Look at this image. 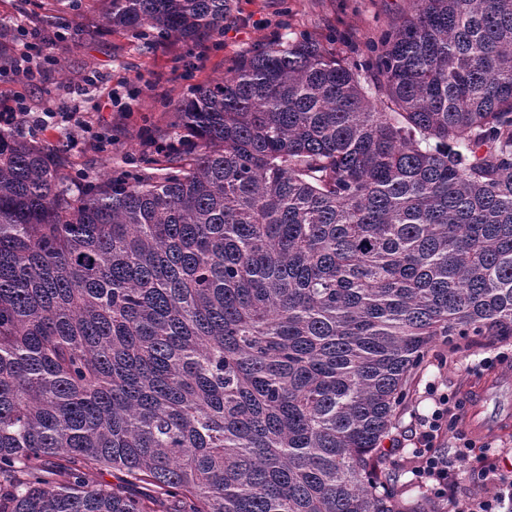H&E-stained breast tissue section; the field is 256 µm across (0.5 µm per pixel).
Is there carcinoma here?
I'll use <instances>...</instances> for the list:
<instances>
[{"label": "carcinoma", "mask_w": 512, "mask_h": 512, "mask_svg": "<svg viewBox=\"0 0 512 512\" xmlns=\"http://www.w3.org/2000/svg\"><path fill=\"white\" fill-rule=\"evenodd\" d=\"M95 2L149 48L230 12ZM367 50L239 58L190 154L77 195L65 141L0 129V512H447L383 442L437 343L512 337V0H411Z\"/></svg>", "instance_id": "1"}]
</instances>
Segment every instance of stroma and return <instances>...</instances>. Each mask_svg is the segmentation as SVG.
<instances>
[{
  "instance_id": "stroma-1",
  "label": "stroma",
  "mask_w": 512,
  "mask_h": 512,
  "mask_svg": "<svg viewBox=\"0 0 512 512\" xmlns=\"http://www.w3.org/2000/svg\"><path fill=\"white\" fill-rule=\"evenodd\" d=\"M409 5L410 0H232L223 34L200 53L181 41L147 51L122 32L102 28L77 45L56 34L52 48L39 53V65L30 76L0 74V99L19 97L29 111L56 113L54 125L27 127L23 134L50 143L63 134L72 139L71 176L77 182L86 173L125 170L131 159L149 152L143 129L163 141L173 140L178 103L193 88L223 77L238 57L305 35L330 44L338 58L350 61L365 56L369 40L394 26ZM75 108L94 129L111 136V146L97 149L87 133L76 132L65 119ZM499 351L507 355L500 368L512 370V339L493 347L471 336L446 363H430L416 376L413 400L401 418L403 433L387 455L388 464L402 470L411 494L423 489L411 463L419 419L432 411L436 393L464 396L478 380L480 360ZM476 444L469 466L451 490L454 496L480 493L485 461L512 462V432L484 436Z\"/></svg>"
}]
</instances>
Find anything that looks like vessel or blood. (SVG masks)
I'll use <instances>...</instances> for the list:
<instances>
[{
  "label": "vessel or blood",
  "instance_id": "vessel-or-blood-1",
  "mask_svg": "<svg viewBox=\"0 0 512 512\" xmlns=\"http://www.w3.org/2000/svg\"><path fill=\"white\" fill-rule=\"evenodd\" d=\"M512 390V372H499L494 381L473 388L470 395L471 414L467 420L470 430L478 436L490 431H506L512 423V412L498 398Z\"/></svg>",
  "mask_w": 512,
  "mask_h": 512
}]
</instances>
